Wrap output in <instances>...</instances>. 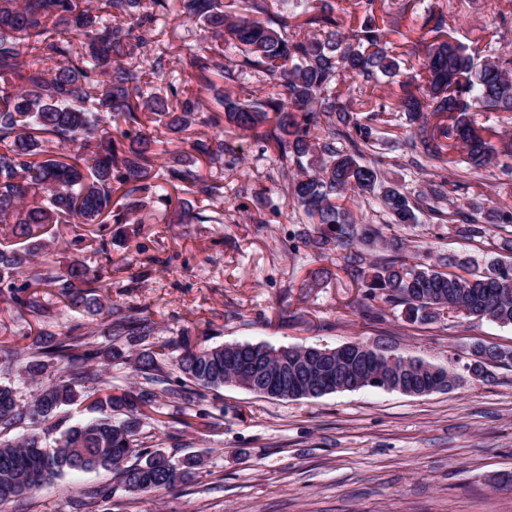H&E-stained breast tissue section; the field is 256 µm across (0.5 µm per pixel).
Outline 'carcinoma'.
I'll return each instance as SVG.
<instances>
[{
	"instance_id": "obj_1",
	"label": "carcinoma",
	"mask_w": 512,
	"mask_h": 512,
	"mask_svg": "<svg viewBox=\"0 0 512 512\" xmlns=\"http://www.w3.org/2000/svg\"><path fill=\"white\" fill-rule=\"evenodd\" d=\"M379 0H359L363 21L350 36L340 31L329 0L300 14L292 25L274 20L272 0H247L248 14L230 16L222 0H0V224L25 239L21 249L0 250V300L42 323L54 319V297L75 311L99 317L96 332L75 324L61 333L39 328L28 346L0 370L18 368L34 386L21 404L17 391L0 383V507L24 501L44 483L73 471L105 470L112 481L88 486L70 499L73 512H106L118 489L132 495L170 490L194 477L201 460L178 461L160 449L165 422L156 418L162 400L186 404L181 423L212 417L202 408L208 393L237 386L262 393L248 373L252 364L275 372L288 367L294 377L288 392H266L279 399L320 397L366 386L397 390L422 380L425 360L371 346L363 341L331 349L320 366L305 370L304 347L222 344L193 347L183 334L162 345L157 323L146 308L106 306L99 291L107 288L112 257L91 267L76 259L65 267L51 260L52 224H142L154 204L168 205V187L187 182L208 201L224 198V184L180 167L183 159L160 163L164 151L142 130L141 116L166 119L179 134L195 121L197 102L184 96L181 80L170 69L177 54L163 39L146 38L156 13L174 6L194 24L212 33L197 48L188 81L202 92L221 78L245 90L220 101L223 110L203 122L217 128L209 139L189 143L193 162L210 169L231 165L233 148L222 127L255 132L263 151L281 163L297 161L299 172L283 189L312 221L315 234L305 243L325 256L347 252L357 271L356 286L371 303L361 314L384 320L379 300L402 307L409 323H432L445 314L512 325V262L498 259L482 270L441 257L407 263L408 244L385 236L357 220L351 206L372 196L397 226L415 224L418 214L441 215L435 203L457 191L453 182L429 184L412 199L385 177L378 159L375 125H389L394 112L406 114L409 140L443 162L461 148L469 169L480 170L502 153L482 112H512V58L487 56L456 43L446 16L433 11L421 25L430 36L420 70L396 81L389 99H373L367 89L401 73V60L390 50L387 20L377 15ZM54 60L57 67H43ZM161 82L145 80L143 67ZM263 86L253 90L247 75ZM349 83L336 92L338 78ZM364 112V119L358 113ZM348 144L339 150L336 141ZM374 159L366 161V154ZM448 232L470 240L502 233L512 251V211L490 209L482 217L460 210L448 213ZM182 353L170 360V350ZM470 351L466 370L484 379L487 365L512 366V348L490 347L489 359ZM121 361L134 381L114 385L104 369ZM88 402L93 417L68 424L69 407ZM27 426L17 440L9 434Z\"/></svg>"
}]
</instances>
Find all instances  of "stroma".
<instances>
[{"label":"stroma","instance_id":"obj_1","mask_svg":"<svg viewBox=\"0 0 512 512\" xmlns=\"http://www.w3.org/2000/svg\"><path fill=\"white\" fill-rule=\"evenodd\" d=\"M439 7L450 33L467 46L477 28H488L491 53L512 52V0H385L383 12L398 21L395 47L410 55V72L424 54L422 17ZM158 29L180 47L182 70H190L195 45L209 40L201 26L176 13L160 16ZM235 164L224 174V197L214 204L220 224H175L173 208L156 207L147 224H116L108 245L72 248L78 226L60 225L53 245L56 261L112 263L113 303L145 307L159 326L160 340L191 327L198 346L228 343L334 348L362 340L424 358L437 365L468 362L473 343L512 347V326L447 316L429 324L408 323L389 307L383 321L364 319L363 294L353 288L337 256L320 257L301 234L312 226L289 198L252 196L275 172L287 183L295 164L279 165L263 153L254 133L226 127ZM403 128L378 134L385 174L406 194L445 175L458 184L451 201L465 212L512 209L511 161L468 170L460 151L438 167L411 154ZM265 221L252 223L251 215ZM364 223L398 233L410 249L432 256L468 258L478 266L498 251L493 237L472 242L449 234L438 219L420 215L417 224L388 228L376 200L362 202ZM327 272L319 288L303 292L308 271ZM210 426L185 427L177 400L164 399L169 434L163 449L202 461L195 478L172 490L139 498L116 492L112 512H512V367H495L489 380L465 378L451 391L409 396L376 387L319 398L273 399L227 386L210 393ZM107 472H71L38 491V512H69L83 487L108 482Z\"/></svg>","mask_w":512,"mask_h":512}]
</instances>
